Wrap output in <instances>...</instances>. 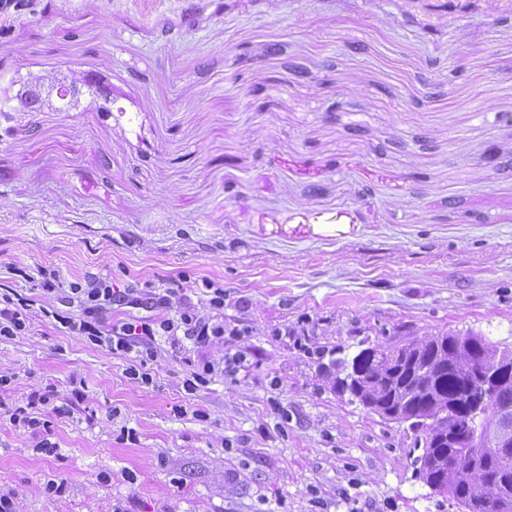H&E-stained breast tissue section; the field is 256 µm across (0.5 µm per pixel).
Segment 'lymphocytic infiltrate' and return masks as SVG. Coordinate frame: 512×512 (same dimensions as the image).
I'll use <instances>...</instances> for the list:
<instances>
[{"label":"lymphocytic infiltrate","mask_w":512,"mask_h":512,"mask_svg":"<svg viewBox=\"0 0 512 512\" xmlns=\"http://www.w3.org/2000/svg\"><path fill=\"white\" fill-rule=\"evenodd\" d=\"M18 275L41 288L44 294L59 296L61 307L43 308L44 317L59 323L66 333L86 338L91 344L107 347L112 354L123 357L126 377L142 386L154 382L148 363L156 356L158 339L181 348H200L242 334L241 329L225 324L224 286L210 278L201 279L196 285L206 298L199 310L176 288L156 292L130 285L118 289L109 277L93 273L66 283L58 269L44 266L32 274L19 270ZM31 307V299L16 289L0 292V341L25 333ZM115 307L123 310V317L106 323V314ZM247 366L243 352H227L220 360L201 361L187 374L183 387L193 394L214 377L236 378ZM12 383V376L0 374V416L8 417L16 427L34 430L49 416L82 422V409L73 401H61L54 386L32 392L26 404L19 405L8 396Z\"/></svg>","instance_id":"1"}]
</instances>
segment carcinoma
<instances>
[{
    "mask_svg": "<svg viewBox=\"0 0 512 512\" xmlns=\"http://www.w3.org/2000/svg\"><path fill=\"white\" fill-rule=\"evenodd\" d=\"M14 96L17 110L36 106L52 111L85 112L95 108L109 111L112 97L101 88L88 85L74 88L69 95L51 96L48 85L30 78H20ZM392 342H377L355 355L364 373L359 401L365 405L392 403L403 409L402 421L415 418L414 429L423 440L417 442L422 453L417 456L419 471L426 473V483L439 494L447 495L465 512H512V452L507 456H488L477 460L473 469L461 480L448 471V462L461 454L467 445L450 439L441 429L448 414L465 419L472 413V388L477 386L475 364L485 362L492 368L509 351L508 345L482 334L443 333L422 336L406 348L408 357L438 363V371L430 376H416L410 366L390 363ZM494 385V405L482 411L477 422L487 437L498 428L501 412L512 410V368L499 367Z\"/></svg>",
    "mask_w": 512,
    "mask_h": 512,
    "instance_id": "carcinoma-1",
    "label": "carcinoma"
}]
</instances>
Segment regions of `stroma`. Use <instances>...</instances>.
I'll return each instance as SVG.
<instances>
[{
  "mask_svg": "<svg viewBox=\"0 0 512 512\" xmlns=\"http://www.w3.org/2000/svg\"><path fill=\"white\" fill-rule=\"evenodd\" d=\"M463 2L14 12L0 92L62 70L125 111L0 112V285L22 288L12 265L187 295L211 278L250 360L191 394V364L222 345L163 342L142 387L121 358L32 316L0 341L13 399L70 396L78 377L93 421L55 419L60 454L46 457L0 417V494L19 512H460L416 474L407 425L326 369L398 336L512 345V0ZM52 476L65 491L49 500Z\"/></svg>",
  "mask_w": 512,
  "mask_h": 512,
  "instance_id": "obj_1",
  "label": "stroma"
}]
</instances>
